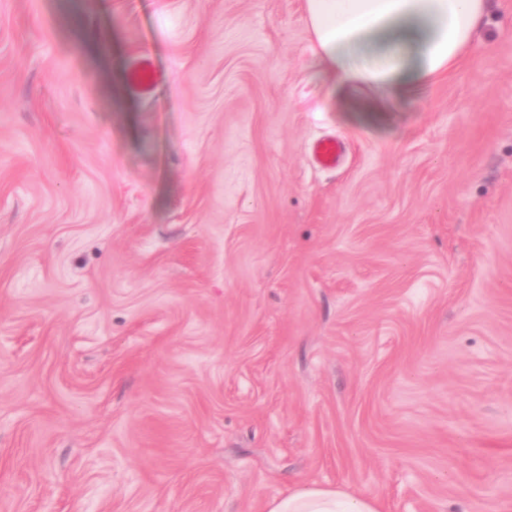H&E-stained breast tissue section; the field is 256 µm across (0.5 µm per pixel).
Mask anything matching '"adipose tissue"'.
Listing matches in <instances>:
<instances>
[{"label":"adipose tissue","mask_w":512,"mask_h":512,"mask_svg":"<svg viewBox=\"0 0 512 512\" xmlns=\"http://www.w3.org/2000/svg\"><path fill=\"white\" fill-rule=\"evenodd\" d=\"M313 49L341 92L362 101L361 116L380 109V95L397 97L454 70L470 52L487 0H304ZM371 64L352 56L369 44ZM266 512H378L370 496L308 485L272 499Z\"/></svg>","instance_id":"ef3b65f1"}]
</instances>
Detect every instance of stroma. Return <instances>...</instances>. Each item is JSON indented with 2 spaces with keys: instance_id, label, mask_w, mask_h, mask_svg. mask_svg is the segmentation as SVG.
Wrapping results in <instances>:
<instances>
[{
  "instance_id": "stroma-1",
  "label": "stroma",
  "mask_w": 512,
  "mask_h": 512,
  "mask_svg": "<svg viewBox=\"0 0 512 512\" xmlns=\"http://www.w3.org/2000/svg\"><path fill=\"white\" fill-rule=\"evenodd\" d=\"M351 112L303 0H0V512H512V0ZM315 161L324 167H335L341 155V145L336 139L318 140L311 146ZM265 512H379L371 496H353L341 490L308 485L267 503Z\"/></svg>"
}]
</instances>
